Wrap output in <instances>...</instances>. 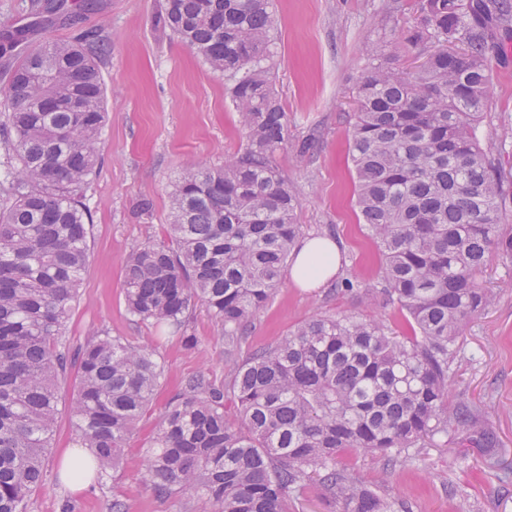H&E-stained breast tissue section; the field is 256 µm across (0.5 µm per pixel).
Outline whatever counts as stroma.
Listing matches in <instances>:
<instances>
[{
    "label": "stroma",
    "instance_id": "1",
    "mask_svg": "<svg viewBox=\"0 0 512 512\" xmlns=\"http://www.w3.org/2000/svg\"><path fill=\"white\" fill-rule=\"evenodd\" d=\"M29 3L0 0V37L27 27L25 42L31 48L70 42L83 31L96 30L110 45L98 60L106 123L99 165L86 191L92 214L90 262L67 320L70 354H78L93 334L102 332L154 351L164 366L159 404L178 392L186 377L202 370L223 384L228 357L205 308H198L189 324L188 333L196 339L190 348L178 334L161 337L155 325L132 317L122 289L128 255L145 242L165 238L169 195L183 162L192 159L218 168L245 146L223 77L157 26L161 0H96L92 10H75L72 21L49 18L34 27ZM413 5L414 0H273V87L292 130L275 163L300 199L297 221L303 236L333 240L341 268L313 292L283 276L246 330L235 359L316 315L381 320L396 334L405 333L404 312L377 299L382 258L359 222L348 147L355 86L371 64L362 47L368 43L387 51L400 26L411 20ZM491 66V119L477 130L487 150L512 128V38L492 56ZM306 141L311 149L303 156L298 147ZM145 195L154 201L148 217L136 211L137 200ZM345 279L357 282V290L342 291ZM480 282L496 299L459 334L448 399L453 406L481 409L483 423L496 436L495 451L466 453L463 434L452 430L404 465L390 466L381 456L348 450L338 457L341 467L376 492L403 502L407 512H512V265L491 259ZM72 397L71 380L61 381L45 457L47 481L31 496L28 512H111L116 498L125 502L127 512H199L197 502L155 495L140 481L159 404L130 436L116 469L78 490L63 484V454L77 444Z\"/></svg>",
    "mask_w": 512,
    "mask_h": 512
}]
</instances>
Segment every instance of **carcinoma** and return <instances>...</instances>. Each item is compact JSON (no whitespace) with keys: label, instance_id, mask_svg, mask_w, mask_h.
I'll use <instances>...</instances> for the list:
<instances>
[{"label":"carcinoma","instance_id":"cac0c4a2","mask_svg":"<svg viewBox=\"0 0 512 512\" xmlns=\"http://www.w3.org/2000/svg\"><path fill=\"white\" fill-rule=\"evenodd\" d=\"M270 2L165 0L159 15L224 77L246 138L222 167L182 168L170 242H146L125 262L129 312L190 345L201 305L235 347L302 233L299 199L274 161L291 130L272 83ZM511 31L509 0H417L386 56L364 49L374 63L355 88L356 206L382 252L383 304L407 312L413 335L317 316L234 363L223 385L185 378L149 442L150 491L193 497L201 512H291L315 477L344 512H396L338 466L341 451L404 464L450 428L472 453L496 447L470 407L450 405L448 371L458 333L493 300L478 275L493 256L512 262V179L476 135L489 53ZM82 39L29 50L4 91L15 166L0 208V512H27L45 485L66 323L89 266L85 190L105 121L96 59L109 44L95 32ZM162 377L155 353L120 337L96 335L80 350L71 418L94 475L120 462Z\"/></svg>","mask_w":512,"mask_h":512}]
</instances>
